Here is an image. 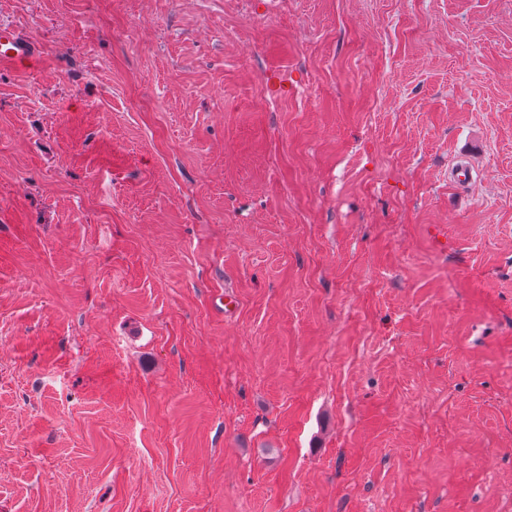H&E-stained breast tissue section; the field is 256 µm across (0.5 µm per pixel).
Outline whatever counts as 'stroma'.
<instances>
[{"label":"stroma","instance_id":"obj_1","mask_svg":"<svg viewBox=\"0 0 512 512\" xmlns=\"http://www.w3.org/2000/svg\"><path fill=\"white\" fill-rule=\"evenodd\" d=\"M1 26L0 512H512V0ZM36 48L8 28L0 30V65L17 66L35 58Z\"/></svg>","mask_w":512,"mask_h":512}]
</instances>
